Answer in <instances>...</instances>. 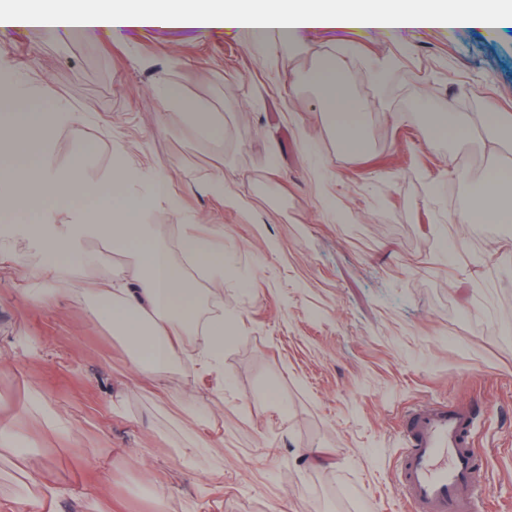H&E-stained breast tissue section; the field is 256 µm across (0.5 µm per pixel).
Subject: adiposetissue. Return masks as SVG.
<instances>
[{"instance_id":"ef3b65f1","label":"adipose tissue","mask_w":512,"mask_h":512,"mask_svg":"<svg viewBox=\"0 0 512 512\" xmlns=\"http://www.w3.org/2000/svg\"><path fill=\"white\" fill-rule=\"evenodd\" d=\"M445 14L464 22L472 16L487 25L512 18V0H10L0 8L1 28L94 31L139 27H214L234 20L251 38L267 33L296 38L308 29L382 23L407 27L414 19ZM310 80L322 89L328 117L344 151L363 150V127L356 101L344 88L342 73L333 66L313 71ZM12 119L0 123V140L8 142L17 161L0 167V207L36 216L49 208L68 207L75 199L92 202L111 213L105 223L79 222L67 235L44 228L40 234L51 261L46 276L58 273L53 256L91 235H106L114 252H134L131 272L101 284L96 316L111 322L131 356L134 369L156 377L172 367L183 337L194 335L200 322V293L193 280L173 262L166 241L155 236L144 218L170 202L166 187L142 194H121L120 186L135 182L139 171L122 156H114L112 180L101 183L84 174L85 155L77 153L63 172L49 168L43 155L64 112L37 104L33 95L14 98ZM512 114L452 112L433 121L436 139L475 142L491 158L462 214L463 223L483 220L512 223V196L502 187L512 181Z\"/></svg>"}]
</instances>
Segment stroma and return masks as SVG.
Returning <instances> with one entry per match:
<instances>
[{"instance_id":"1","label":"stroma","mask_w":512,"mask_h":512,"mask_svg":"<svg viewBox=\"0 0 512 512\" xmlns=\"http://www.w3.org/2000/svg\"><path fill=\"white\" fill-rule=\"evenodd\" d=\"M328 56L366 120L358 154L340 151L307 78ZM383 59L403 84L377 99L369 65ZM1 71L72 114L49 167L82 151L106 181L120 151L143 173L132 192L167 182L175 204L153 227L174 245L192 225L223 251L219 296L204 270L185 271L232 328L218 367L201 369V329L166 374H135L81 290L129 271L133 254L92 236L52 279L34 228L65 231L88 203L35 221L0 211V442L27 457L21 470L0 454V512L35 499L38 476L62 484L58 512H402V414L459 402L475 413L488 512H512V274L499 263L512 225L460 228L484 158L424 133L442 112L512 113V23L435 17L256 44L231 23L0 28ZM167 85L221 136L165 105ZM219 170L242 206L207 191ZM42 290L51 302L31 303Z\"/></svg>"}]
</instances>
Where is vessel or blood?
Returning <instances> with one entry per match:
<instances>
[{
    "mask_svg": "<svg viewBox=\"0 0 512 512\" xmlns=\"http://www.w3.org/2000/svg\"><path fill=\"white\" fill-rule=\"evenodd\" d=\"M473 420L458 403L416 406L402 416L398 485L406 512H479L487 480Z\"/></svg>",
    "mask_w": 512,
    "mask_h": 512,
    "instance_id": "obj_1",
    "label": "vessel or blood"
}]
</instances>
